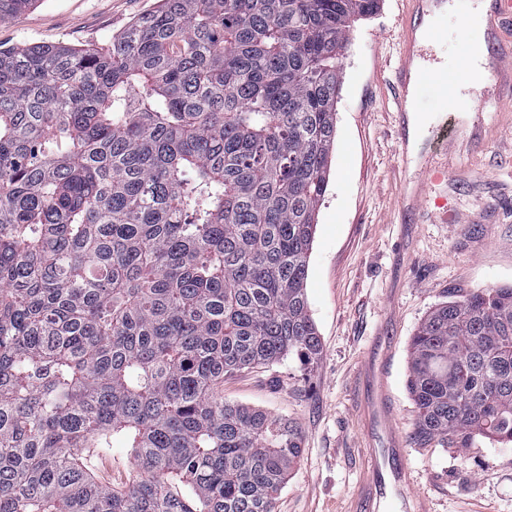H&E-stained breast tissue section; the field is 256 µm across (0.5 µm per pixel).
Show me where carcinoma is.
I'll return each instance as SVG.
<instances>
[{"mask_svg": "<svg viewBox=\"0 0 512 512\" xmlns=\"http://www.w3.org/2000/svg\"><path fill=\"white\" fill-rule=\"evenodd\" d=\"M378 7L159 0L104 48L0 47V512H274L302 433L221 387L321 358L339 59ZM450 294L410 341L414 438L512 443V286ZM117 440L120 490L87 465Z\"/></svg>", "mask_w": 512, "mask_h": 512, "instance_id": "obj_1", "label": "carcinoma"}]
</instances>
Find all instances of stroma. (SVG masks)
Wrapping results in <instances>:
<instances>
[{
	"label": "stroma",
	"mask_w": 512,
	"mask_h": 512,
	"mask_svg": "<svg viewBox=\"0 0 512 512\" xmlns=\"http://www.w3.org/2000/svg\"><path fill=\"white\" fill-rule=\"evenodd\" d=\"M433 52L453 78L484 29L471 17L479 0H450ZM156 0H38L0 22V44L103 47ZM398 0H380L357 20L341 62L336 139L329 185L317 216L306 293L322 341L313 367L293 360L224 380L226 401L296 422L304 436L298 465L275 512H350L362 481L364 452L386 443L369 410V371L384 378L407 438L412 489L433 512H512V445L486 440L449 448L412 441L415 408L406 389L409 343L452 288L512 285V106L479 101L484 142L465 143L455 171L434 186L447 214L421 224L394 213L402 164L394 133L392 68L398 58ZM425 123L419 152L439 127L464 136L468 119L422 89L415 109Z\"/></svg>",
	"instance_id": "1"
}]
</instances>
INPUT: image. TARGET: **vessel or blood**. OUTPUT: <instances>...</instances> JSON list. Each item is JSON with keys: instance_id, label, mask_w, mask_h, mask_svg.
<instances>
[{"instance_id": "vessel-or-blood-1", "label": "vessel or blood", "mask_w": 512, "mask_h": 512, "mask_svg": "<svg viewBox=\"0 0 512 512\" xmlns=\"http://www.w3.org/2000/svg\"><path fill=\"white\" fill-rule=\"evenodd\" d=\"M446 0H402L398 17V35L402 51L394 71L398 88L397 109L402 117L396 124L400 143L408 141L406 112L411 109L414 91L422 89L430 79L440 84L448 82V68L433 64L423 45L436 18L442 16ZM490 9L485 21L483 43L472 53L480 61L482 79L473 83L470 99H481L486 89L498 92L512 91V36L504 37L501 22L512 19V0H489ZM437 154L420 161L414 174L403 175L396 200L397 211L404 216L421 214L433 182L447 177L457 153V138L439 137ZM373 416L380 423L389 445L369 451L368 468L357 494L359 512H388L398 507L399 512H430L427 496L410 488L411 464L402 447V433L388 403L383 387H376L371 405Z\"/></svg>"}]
</instances>
